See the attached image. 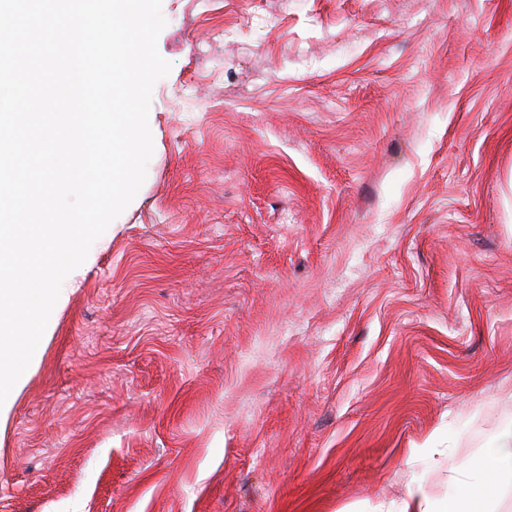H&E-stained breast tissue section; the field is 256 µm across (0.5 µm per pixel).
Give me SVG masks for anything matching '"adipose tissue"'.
<instances>
[{"mask_svg": "<svg viewBox=\"0 0 512 512\" xmlns=\"http://www.w3.org/2000/svg\"><path fill=\"white\" fill-rule=\"evenodd\" d=\"M507 479L512 480L511 428L496 433L486 448L454 467L447 493L420 487L400 504H379L376 512H493L496 491Z\"/></svg>", "mask_w": 512, "mask_h": 512, "instance_id": "ef3b65f1", "label": "adipose tissue"}]
</instances>
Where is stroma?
I'll use <instances>...</instances> for the list:
<instances>
[{"instance_id":"1","label":"stroma","mask_w":512,"mask_h":512,"mask_svg":"<svg viewBox=\"0 0 512 512\" xmlns=\"http://www.w3.org/2000/svg\"><path fill=\"white\" fill-rule=\"evenodd\" d=\"M136 197L0 431V512H374L512 424V0H162Z\"/></svg>"}]
</instances>
